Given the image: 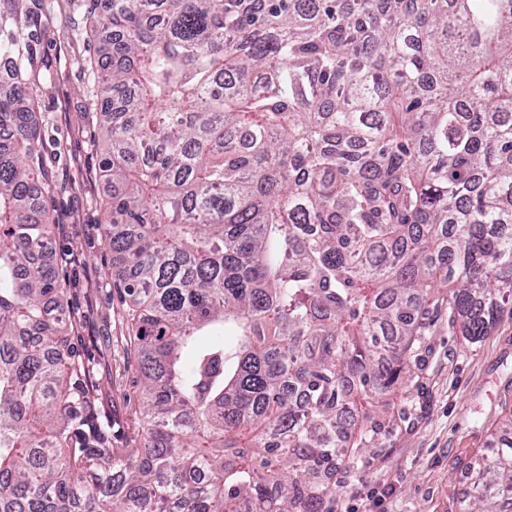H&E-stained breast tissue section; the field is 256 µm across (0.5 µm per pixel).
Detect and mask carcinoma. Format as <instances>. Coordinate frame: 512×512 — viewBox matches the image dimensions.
<instances>
[{
    "instance_id": "1",
    "label": "carcinoma",
    "mask_w": 512,
    "mask_h": 512,
    "mask_svg": "<svg viewBox=\"0 0 512 512\" xmlns=\"http://www.w3.org/2000/svg\"><path fill=\"white\" fill-rule=\"evenodd\" d=\"M101 8L143 443L113 446L36 259L42 62L28 0H0V512H333L431 315L477 344L512 302V0ZM469 485V512H512V419Z\"/></svg>"
}]
</instances>
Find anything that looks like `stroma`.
<instances>
[{
	"instance_id": "35a3bbf8",
	"label": "stroma",
	"mask_w": 512,
	"mask_h": 512,
	"mask_svg": "<svg viewBox=\"0 0 512 512\" xmlns=\"http://www.w3.org/2000/svg\"><path fill=\"white\" fill-rule=\"evenodd\" d=\"M40 51L46 62L35 119L43 145L46 198L53 217L51 262L76 324L72 341L98 382V403L112 417V441L142 440L139 367L129 298L104 238L111 193L100 172L96 113L87 107V41L92 22L72 0H43ZM421 371L394 396L406 415L386 446L336 475L335 512H467L466 475L495 448L512 416V316L478 344L433 319Z\"/></svg>"
}]
</instances>
